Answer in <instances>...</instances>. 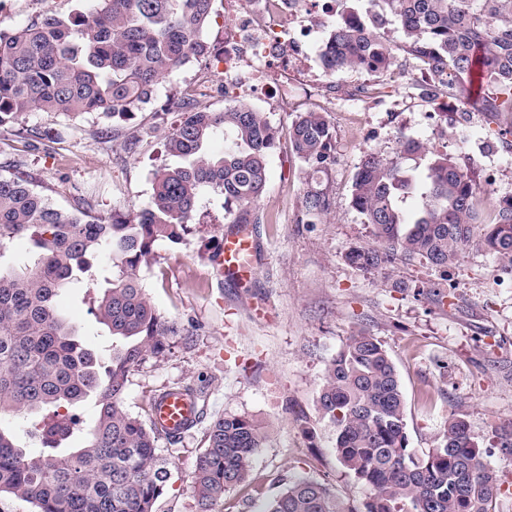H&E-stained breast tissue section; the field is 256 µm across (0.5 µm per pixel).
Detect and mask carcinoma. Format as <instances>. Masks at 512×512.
<instances>
[{
    "label": "carcinoma",
    "instance_id": "1",
    "mask_svg": "<svg viewBox=\"0 0 512 512\" xmlns=\"http://www.w3.org/2000/svg\"><path fill=\"white\" fill-rule=\"evenodd\" d=\"M92 2L76 15L48 8L18 31L0 33V126L31 112L121 119L191 60L224 62L203 38L215 0ZM368 3L327 23L325 72L381 73L395 64L398 50L416 60L423 97L462 94L477 74L494 89L481 108L494 117L512 114V0ZM371 15L401 30L392 52L368 23ZM173 107L179 113L164 134V150L182 163L156 172L142 209L110 216H95L89 207L66 211L30 175H0V496L26 501L35 512H154L169 478L156 448L171 435L129 413L123 399L131 372L165 357L183 328L150 302L139 268L158 243L180 244L191 225L205 223L200 198L207 190L224 197L227 223L260 221L252 205L265 191L280 128L242 103L213 111L180 98ZM216 139L224 140L221 153L209 149ZM288 140L305 174L302 211L323 216L333 201L314 176L334 163L332 127L322 112H301ZM418 159L426 160L420 181L404 165ZM413 195L419 207L410 215L406 202ZM351 203L373 227V243L346 255L360 270L403 257L445 270L471 247L512 269V195L495 199V219L483 223L473 177L453 156L418 139L405 140L397 159L364 152ZM18 238L33 244L22 263L9 251ZM67 288L93 293L95 318L112 336L107 354L88 348L59 312L57 298ZM90 396L96 414L85 426L80 407ZM317 405L336 428L337 459L366 491L362 506L297 477L261 512H494L499 486L466 415H450L428 453L409 448L397 367L369 332L349 336L326 364ZM17 419L39 451L22 443ZM265 440L248 416L211 421L191 479L198 512H215L227 491L247 481Z\"/></svg>",
    "mask_w": 512,
    "mask_h": 512
}]
</instances>
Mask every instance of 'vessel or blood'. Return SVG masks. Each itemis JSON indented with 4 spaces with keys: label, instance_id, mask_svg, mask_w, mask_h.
<instances>
[{
    "label": "vessel or blood",
    "instance_id": "1",
    "mask_svg": "<svg viewBox=\"0 0 512 512\" xmlns=\"http://www.w3.org/2000/svg\"><path fill=\"white\" fill-rule=\"evenodd\" d=\"M260 246L253 228L234 225L226 233L216 259L218 274L235 287H247L257 268ZM198 414L192 398L180 390H167L152 400L153 423L173 435H183L196 424Z\"/></svg>",
    "mask_w": 512,
    "mask_h": 512
}]
</instances>
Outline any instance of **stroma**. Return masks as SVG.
I'll use <instances>...</instances> for the list:
<instances>
[{"label":"stroma","mask_w":512,"mask_h":512,"mask_svg":"<svg viewBox=\"0 0 512 512\" xmlns=\"http://www.w3.org/2000/svg\"><path fill=\"white\" fill-rule=\"evenodd\" d=\"M89 6V0H0V32H15L49 7L68 15ZM317 54V45H310L301 66L322 86L315 96L301 80L284 94L246 86L224 94L217 90L223 67L193 61L116 126L96 114L71 119L30 113L0 127V175L29 172L38 190L63 209L87 203L101 215L140 209L150 201L155 170L177 163L162 146L173 120L163 111L170 97L187 95L212 110L242 102L283 128L297 113L324 112L334 131L335 162L321 181L334 205L314 223L302 222L304 175L288 140H281L255 205L264 216L255 227L263 260L251 287H234L215 270L213 256L228 226L222 199L210 194L200 202L210 223L193 225L181 244L159 243L154 260L139 271L159 313L193 333L173 338L163 359L131 373L123 405L143 416L152 394L190 384L205 391L208 416L177 443L160 441L170 476L155 512H197L190 488L196 457L208 420L227 413L253 418L267 438L253 457L251 486L227 492L218 512H260L297 475L361 503L363 489L338 462L336 430L320 418L316 403L326 364L361 329L376 336L396 363L410 448L428 452L448 417L465 413L498 479L497 512H512V451L498 447L492 434L494 426L512 420V272L478 248L445 273L416 258L365 272L345 258L351 247L373 239L371 226L351 206L364 151L394 158L401 140L419 139L453 154L492 201L512 195V149L501 135L507 122L478 107L440 112L438 102L419 96L412 59L399 58L382 75L329 76ZM133 135L139 144L131 153L123 145ZM435 283L441 296L432 293ZM59 306L85 342L110 344L84 290H67ZM294 406L307 414L314 435L295 421Z\"/></svg>","instance_id":"1"}]
</instances>
